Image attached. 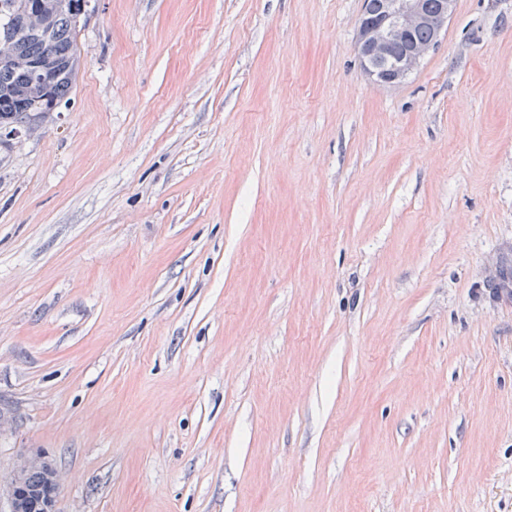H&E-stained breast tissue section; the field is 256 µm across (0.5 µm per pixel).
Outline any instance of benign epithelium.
I'll return each instance as SVG.
<instances>
[{
    "mask_svg": "<svg viewBox=\"0 0 512 512\" xmlns=\"http://www.w3.org/2000/svg\"><path fill=\"white\" fill-rule=\"evenodd\" d=\"M454 7L455 0H363L357 48L365 73L383 85L404 80L435 47ZM422 27L432 31L430 40L414 39ZM38 469L48 472L53 486L59 485V473L48 460L38 454L26 458L11 477L10 512H29L20 482L27 472Z\"/></svg>",
    "mask_w": 512,
    "mask_h": 512,
    "instance_id": "7a95c632",
    "label": "benign epithelium"
}]
</instances>
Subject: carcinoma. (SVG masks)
<instances>
[{
    "mask_svg": "<svg viewBox=\"0 0 512 512\" xmlns=\"http://www.w3.org/2000/svg\"><path fill=\"white\" fill-rule=\"evenodd\" d=\"M83 0H0V35L12 53L0 58V130L10 136L34 118L70 104L81 67L74 19ZM49 68L50 86L33 67Z\"/></svg>",
    "mask_w": 512,
    "mask_h": 512,
    "instance_id": "obj_1",
    "label": "carcinoma"
}]
</instances>
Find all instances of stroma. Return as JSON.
Returning a JSON list of instances; mask_svg holds the SVG:
<instances>
[{"mask_svg": "<svg viewBox=\"0 0 512 512\" xmlns=\"http://www.w3.org/2000/svg\"><path fill=\"white\" fill-rule=\"evenodd\" d=\"M361 0H89L0 148V484L56 512H512V0L401 84ZM43 469L48 472L50 483L57 491L59 485V473L53 468L51 463L42 455H32L23 460L14 470L10 482V512H29V501L25 494L21 492L20 482L22 477L27 473L25 483L32 490L43 491L45 489V480L43 474L38 471ZM33 470V471H32Z\"/></svg>", "mask_w": 512, "mask_h": 512, "instance_id": "obj_1", "label": "stroma"}]
</instances>
